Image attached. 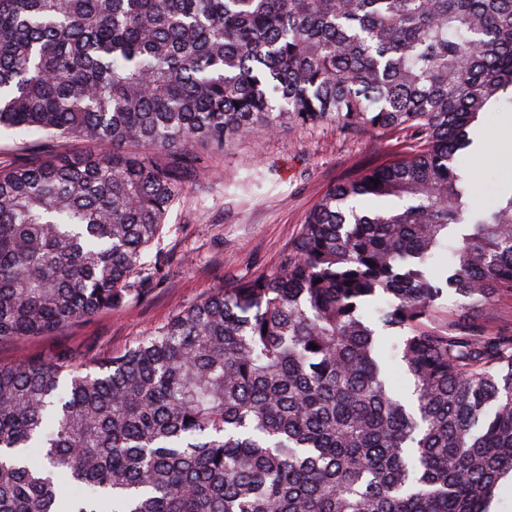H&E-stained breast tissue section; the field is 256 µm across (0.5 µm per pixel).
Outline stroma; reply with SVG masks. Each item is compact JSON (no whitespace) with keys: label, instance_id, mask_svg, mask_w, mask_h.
<instances>
[{"label":"stroma","instance_id":"stroma-1","mask_svg":"<svg viewBox=\"0 0 512 512\" xmlns=\"http://www.w3.org/2000/svg\"><path fill=\"white\" fill-rule=\"evenodd\" d=\"M512 112L485 113L474 171L476 207L512 194L501 157L512 156V137L500 128ZM395 139L362 131L349 136L325 123L262 131L216 151L198 147L185 190L172 205L163 234L145 261L152 277L131 281L132 295L112 310L53 333L0 339V366L30 356L70 354L75 367L135 346L185 307L224 288L276 268L308 214L332 187L396 151Z\"/></svg>","mask_w":512,"mask_h":512}]
</instances>
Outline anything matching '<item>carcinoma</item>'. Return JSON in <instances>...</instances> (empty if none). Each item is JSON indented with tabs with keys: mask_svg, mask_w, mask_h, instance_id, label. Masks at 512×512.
Returning a JSON list of instances; mask_svg holds the SVG:
<instances>
[{
	"mask_svg": "<svg viewBox=\"0 0 512 512\" xmlns=\"http://www.w3.org/2000/svg\"><path fill=\"white\" fill-rule=\"evenodd\" d=\"M505 101L512 0H0V130L100 147L0 169V338L123 304L199 143L410 141L331 188L275 271L84 375L0 366V512H488L512 333L441 298L512 300V195L475 208L460 164Z\"/></svg>",
	"mask_w": 512,
	"mask_h": 512,
	"instance_id": "1",
	"label": "carcinoma"
}]
</instances>
